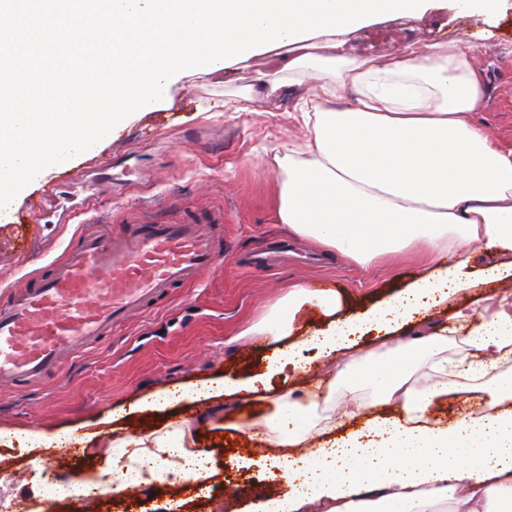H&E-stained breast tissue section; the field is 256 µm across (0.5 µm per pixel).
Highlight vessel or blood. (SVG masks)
Here are the masks:
<instances>
[{
  "mask_svg": "<svg viewBox=\"0 0 512 512\" xmlns=\"http://www.w3.org/2000/svg\"><path fill=\"white\" fill-rule=\"evenodd\" d=\"M49 186L29 214L37 233L54 215L58 190ZM224 215L143 224L125 232L88 230L70 244L48 274H31L0 295V382L14 389L43 385L62 362L98 345L131 318L198 285L222 268Z\"/></svg>",
  "mask_w": 512,
  "mask_h": 512,
  "instance_id": "1",
  "label": "vessel or blood"
}]
</instances>
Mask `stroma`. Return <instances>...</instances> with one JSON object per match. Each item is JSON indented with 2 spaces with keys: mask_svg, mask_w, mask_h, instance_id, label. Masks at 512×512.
Segmentation results:
<instances>
[{
  "mask_svg": "<svg viewBox=\"0 0 512 512\" xmlns=\"http://www.w3.org/2000/svg\"><path fill=\"white\" fill-rule=\"evenodd\" d=\"M355 42L361 53L378 58L425 44L469 49L473 66L487 78L476 120L493 140L512 147V0L483 15L461 13L455 0H430L422 18L368 25ZM275 58L271 50L219 75L178 76L156 110L135 114L93 153L72 161L76 167L93 166L137 153L142 179H117L99 194L95 220L113 232L123 230L129 210L149 224L179 221L203 209L224 212V266L208 275L203 287L180 290L65 363L42 388L22 392L0 385L1 431L67 433L109 414L115 417L114 428L140 432L181 417L194 419L196 445L219 470L209 488L193 482L177 493L160 484L141 487L129 497L110 495L100 512H257L277 491L266 483L265 463L247 436L226 435L213 427L210 411L180 401L182 387L264 372L271 346L264 342L255 348L235 337L292 284L329 281L344 313L356 315L404 288L423 263L420 254L408 252L362 266L278 223L280 173L269 161L284 144L306 138L291 112L300 97L311 94L312 85L284 83L249 94V86ZM239 100L244 110L233 111L232 102ZM62 176L59 170L49 173L28 195L0 210V257L18 260L12 267L0 265V291L18 285L25 274L46 270L83 231V224L71 221L50 254H23L30 229L24 217L46 185ZM260 248L285 250L289 260L272 271L255 272L246 261ZM163 391L177 397L176 406L160 413L139 410L141 400ZM110 441L106 435L96 447L82 448L73 440L67 453L45 455L42 462L69 478L99 466ZM33 474L25 460H1L0 492L33 506Z\"/></svg>",
  "mask_w": 512,
  "mask_h": 512,
  "instance_id": "35a3bbf8",
  "label": "stroma"
}]
</instances>
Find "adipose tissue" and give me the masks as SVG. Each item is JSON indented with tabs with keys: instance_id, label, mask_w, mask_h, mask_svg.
<instances>
[{
	"instance_id": "1",
	"label": "adipose tissue",
	"mask_w": 512,
	"mask_h": 512,
	"mask_svg": "<svg viewBox=\"0 0 512 512\" xmlns=\"http://www.w3.org/2000/svg\"><path fill=\"white\" fill-rule=\"evenodd\" d=\"M350 40L327 35L311 52L300 42L283 46L267 76L315 80L319 99L295 107L306 141L272 157L285 174L278 219L362 265L411 249L452 252L457 261L424 266L358 317H340L335 292L296 284L248 328L275 343L272 373H310L298 357L306 347L340 365L316 388L341 412L311 416L284 389L267 397L258 423L237 424L269 449L286 486L263 512H512V302L489 313L472 306L428 334L402 337L418 316L472 288L464 276L472 247L498 257L485 280L512 276V148L472 120L487 86L467 52L382 60L346 52ZM308 306L328 323L300 337L295 316ZM369 331L381 341L359 351L356 338ZM452 335L470 355L453 381L445 356ZM475 375L487 380L482 413L429 420L437 400ZM381 407L388 415H378ZM359 418L362 430L346 432ZM195 446L187 420L147 434L113 431L111 457L69 482L66 496L81 503L133 483L205 484L216 468Z\"/></svg>"
}]
</instances>
